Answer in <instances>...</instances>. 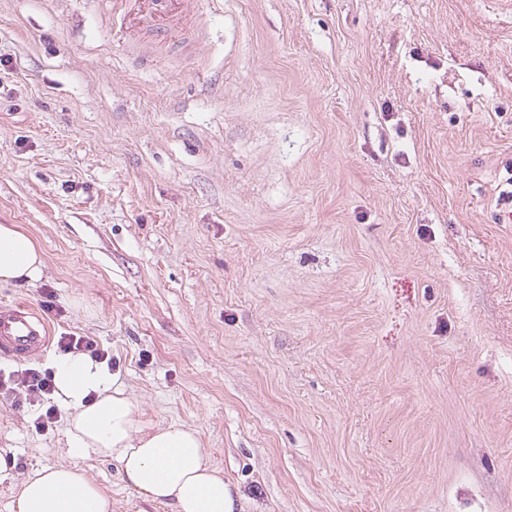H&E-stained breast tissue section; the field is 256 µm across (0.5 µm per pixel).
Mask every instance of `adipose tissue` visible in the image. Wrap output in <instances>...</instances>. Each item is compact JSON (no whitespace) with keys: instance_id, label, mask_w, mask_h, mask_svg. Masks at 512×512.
I'll return each instance as SVG.
<instances>
[{"instance_id":"ef3b65f1","label":"adipose tissue","mask_w":512,"mask_h":512,"mask_svg":"<svg viewBox=\"0 0 512 512\" xmlns=\"http://www.w3.org/2000/svg\"><path fill=\"white\" fill-rule=\"evenodd\" d=\"M43 268L35 242L17 225L0 224V282L31 284ZM53 381L69 412L72 461L29 474L17 497V512H111L110 499L80 465L92 455L112 459L128 485L173 512H235L231 489L221 469L209 463L196 429L149 428L138 403L86 355L60 358Z\"/></svg>"}]
</instances>
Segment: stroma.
<instances>
[{
    "instance_id": "obj_1",
    "label": "stroma",
    "mask_w": 512,
    "mask_h": 512,
    "mask_svg": "<svg viewBox=\"0 0 512 512\" xmlns=\"http://www.w3.org/2000/svg\"><path fill=\"white\" fill-rule=\"evenodd\" d=\"M0 0V283L88 336L237 512H512V0ZM0 394V512L68 463ZM112 512H171L111 460ZM138 2V11H141V5L147 6V15L151 19H158L159 23L158 32L163 38L169 32V25L172 23L170 20L174 17L172 13V6L178 0H135ZM168 21V22H167ZM167 22L166 24H163ZM44 258L35 242L17 225L0 224V282L34 283Z\"/></svg>"
}]
</instances>
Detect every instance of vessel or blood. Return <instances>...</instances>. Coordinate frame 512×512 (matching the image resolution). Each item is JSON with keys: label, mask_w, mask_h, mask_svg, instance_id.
Returning a JSON list of instances; mask_svg holds the SVG:
<instances>
[{"label": "vessel or blood", "mask_w": 512, "mask_h": 512, "mask_svg": "<svg viewBox=\"0 0 512 512\" xmlns=\"http://www.w3.org/2000/svg\"><path fill=\"white\" fill-rule=\"evenodd\" d=\"M150 18L159 22L158 32L167 35L175 0H137ZM50 327L27 304L17 302L0 307V355L21 362L44 353L50 347Z\"/></svg>", "instance_id": "obj_1"}]
</instances>
